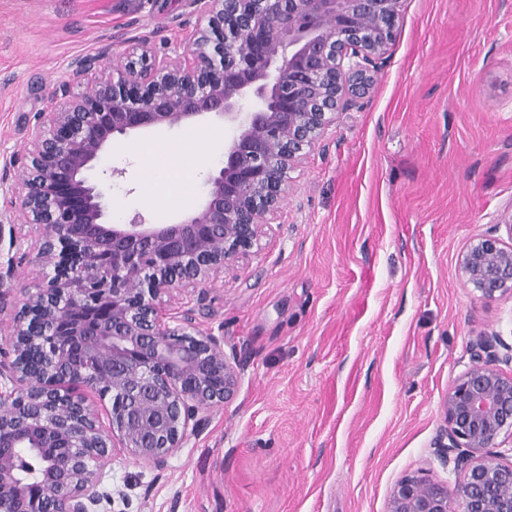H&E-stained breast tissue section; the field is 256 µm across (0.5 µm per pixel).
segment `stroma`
<instances>
[{"mask_svg": "<svg viewBox=\"0 0 512 512\" xmlns=\"http://www.w3.org/2000/svg\"><path fill=\"white\" fill-rule=\"evenodd\" d=\"M200 23L190 0H0V213L19 207L27 120L75 58L108 43L113 70L143 36L180 54ZM136 142L115 137L88 173L113 207L154 223L147 194L177 188L179 215L199 208L203 186L155 181ZM288 177L259 256L166 301L246 367L165 470L114 457L126 512H386L406 473L455 482L443 401L479 337L499 335L501 359L512 345V298L481 299L458 267L512 208V0H404L380 74ZM35 255L0 230L2 331L47 272Z\"/></svg>", "mask_w": 512, "mask_h": 512, "instance_id": "obj_1", "label": "stroma"}]
</instances>
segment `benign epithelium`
<instances>
[{
  "label": "benign epithelium",
  "mask_w": 512,
  "mask_h": 512,
  "mask_svg": "<svg viewBox=\"0 0 512 512\" xmlns=\"http://www.w3.org/2000/svg\"><path fill=\"white\" fill-rule=\"evenodd\" d=\"M403 0H194L205 24L190 49L160 56L147 38L113 77L112 51L72 62L76 88L52 93L31 124L27 171L14 187L18 224L36 260L52 267L0 341V512H108L120 490L102 484L125 452L157 470L199 435L206 412L235 396L244 364L224 337L199 329L193 310L170 326L162 301L175 289L224 277L261 249L277 219L287 174L377 76ZM213 117L224 121V165L203 204L164 224L137 211L105 221V194L87 172L115 136ZM498 229L458 256L486 301L512 298V209ZM448 389V443L439 456L453 485L424 471L389 490L386 512H512V371L482 355ZM112 401L105 429L90 400ZM46 457L37 477L21 450Z\"/></svg>",
  "instance_id": "obj_1"
}]
</instances>
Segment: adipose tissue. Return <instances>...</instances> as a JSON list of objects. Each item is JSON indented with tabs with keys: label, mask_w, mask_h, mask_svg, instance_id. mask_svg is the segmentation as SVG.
Here are the masks:
<instances>
[{
	"label": "adipose tissue",
	"mask_w": 512,
	"mask_h": 512,
	"mask_svg": "<svg viewBox=\"0 0 512 512\" xmlns=\"http://www.w3.org/2000/svg\"><path fill=\"white\" fill-rule=\"evenodd\" d=\"M224 138L210 128L195 129L178 143H170L159 137H151L139 144L145 156L163 157L164 163L155 168L159 180L167 181L182 174L201 176L212 160L223 151Z\"/></svg>",
	"instance_id": "ef3b65f1"
}]
</instances>
